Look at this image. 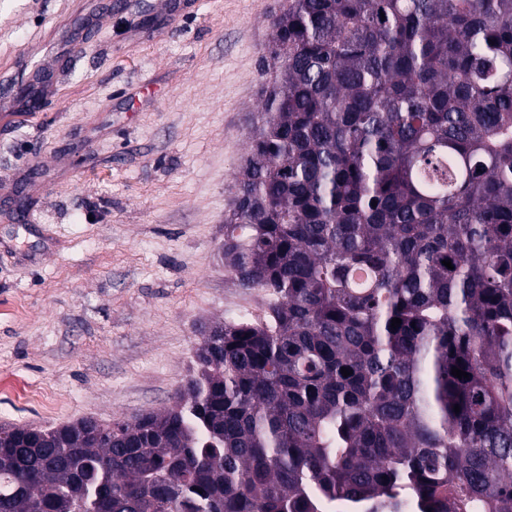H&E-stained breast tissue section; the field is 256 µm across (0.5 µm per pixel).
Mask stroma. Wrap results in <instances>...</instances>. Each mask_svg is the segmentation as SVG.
Masks as SVG:
<instances>
[{"mask_svg": "<svg viewBox=\"0 0 512 512\" xmlns=\"http://www.w3.org/2000/svg\"><path fill=\"white\" fill-rule=\"evenodd\" d=\"M284 0H0V424L172 404L202 328L264 317L219 249Z\"/></svg>", "mask_w": 512, "mask_h": 512, "instance_id": "obj_1", "label": "stroma"}]
</instances>
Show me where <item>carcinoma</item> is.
<instances>
[{
  "mask_svg": "<svg viewBox=\"0 0 512 512\" xmlns=\"http://www.w3.org/2000/svg\"><path fill=\"white\" fill-rule=\"evenodd\" d=\"M269 25L221 248L267 319L162 411L1 424L0 512H512V0Z\"/></svg>",
  "mask_w": 512,
  "mask_h": 512,
  "instance_id": "obj_1",
  "label": "carcinoma"
}]
</instances>
